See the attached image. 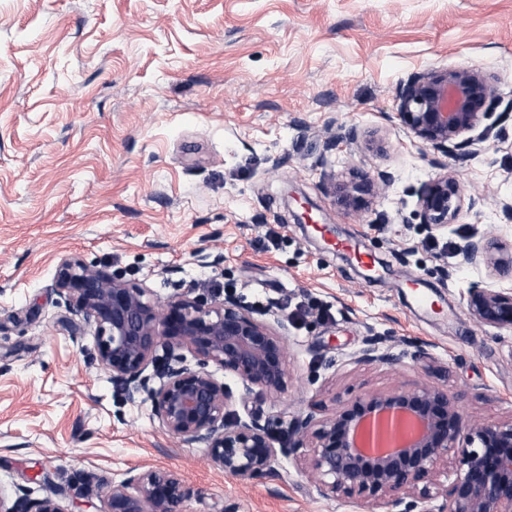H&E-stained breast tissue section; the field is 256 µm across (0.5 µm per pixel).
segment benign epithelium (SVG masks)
Returning <instances> with one entry per match:
<instances>
[{
	"mask_svg": "<svg viewBox=\"0 0 512 512\" xmlns=\"http://www.w3.org/2000/svg\"><path fill=\"white\" fill-rule=\"evenodd\" d=\"M493 79L468 66L431 68L412 74L397 89L398 117L419 141L465 160L488 141L483 125L494 98ZM359 144L353 127L324 131V147ZM392 175L375 178L359 170L339 180L336 204L357 211L366 197L386 190ZM460 184L445 171L418 191L422 223L440 228L461 210ZM464 259L499 277H512V252L489 232L475 231L463 247ZM68 307L94 329L97 357L130 399L143 398L166 430L186 444L207 448L210 465L225 475L249 479L272 471L277 453L308 449L307 466L325 498H362L380 512H427L423 504L442 498L437 512H512V420L475 421L468 430L448 390L422 385L411 392L390 391L357 397L329 417H297L288 447L276 449L279 421L251 415L229 420L233 392L207 370L211 364L237 378L240 400L256 389L277 394L288 385L286 336L234 296L206 300L188 294L166 302L120 275L62 259L53 284ZM467 309L479 324L512 328V291L473 288ZM163 349L164 356L157 354ZM185 349L197 366L175 353ZM360 361L394 364L368 342ZM153 368L159 380L149 385ZM452 464V478L437 482L440 466ZM192 491L177 472L148 469L112 484L101 512H187ZM0 512H68L62 491L40 499L0 495Z\"/></svg>",
	"mask_w": 512,
	"mask_h": 512,
	"instance_id": "7a95c632",
	"label": "benign epithelium"
}]
</instances>
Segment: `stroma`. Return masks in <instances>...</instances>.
Listing matches in <instances>:
<instances>
[{"instance_id": "stroma-1", "label": "stroma", "mask_w": 512, "mask_h": 512, "mask_svg": "<svg viewBox=\"0 0 512 512\" xmlns=\"http://www.w3.org/2000/svg\"><path fill=\"white\" fill-rule=\"evenodd\" d=\"M473 66L495 80V142L458 162L397 116L415 72ZM381 144L324 149L330 124ZM358 168L393 180L365 209L331 185ZM455 172L463 206L432 228L417 191ZM512 0H0V491L61 488L100 512L104 486L170 469L188 512H369L323 498L304 453L237 479L128 400L53 288L60 260L122 273L162 301L238 297L288 339V387L232 417L300 415L430 384L465 420L512 419V329L467 311L512 289L461 253L473 228L512 246ZM383 262L374 280L330 237ZM432 307H418L413 288ZM396 364L363 363L367 341ZM425 359H415L416 347ZM102 486L84 491L78 473Z\"/></svg>"}]
</instances>
